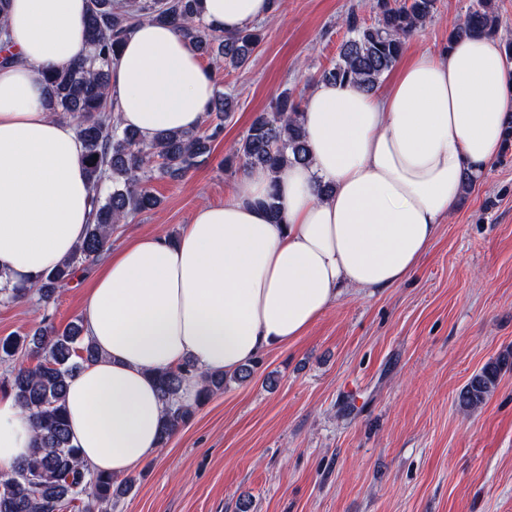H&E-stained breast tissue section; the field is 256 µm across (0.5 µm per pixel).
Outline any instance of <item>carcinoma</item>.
<instances>
[{"instance_id":"obj_1","label":"carcinoma","mask_w":512,"mask_h":512,"mask_svg":"<svg viewBox=\"0 0 512 512\" xmlns=\"http://www.w3.org/2000/svg\"><path fill=\"white\" fill-rule=\"evenodd\" d=\"M436 0H369L375 14L372 24L355 13L346 18L349 36L341 43L337 59L319 78L347 82L365 92H374L398 62L406 40L432 18ZM144 20L173 28L196 52L224 60L239 68L247 64L261 34L245 28L233 36L202 16V0H89L85 34L98 66L83 62L52 70H37L46 85L51 112L72 120L83 144V161L93 191L92 224L73 255L31 285L13 284L0 271V302L10 303L34 291L44 303L65 287L79 266L96 261L106 248L112 225L151 210L159 204L149 187L154 177L180 179L210 154L211 143L224 131V118L234 110L235 98L216 94L204 112L203 130L161 134L150 142L123 128L114 115L109 95L112 63L124 42ZM501 17L496 0H474L463 21L448 34V41L467 36H497ZM301 102L283 90L271 111L253 120L235 149L242 166L277 172L290 162L307 163L310 153L301 123ZM218 122H213V119ZM27 353L39 357L33 367L20 366L0 382V391L11 392L30 413L35 428L28 457L0 473V512H66L90 493L86 512H102L115 506L134 487L131 477L119 479L95 473L84 463L80 449L71 441L65 408L68 382L98 358V351L84 336L82 323L63 329L49 319L23 335L0 338V360H13ZM508 358L485 364L473 374L459 395V407H480L495 390ZM196 366L186 361L157 377L165 403L160 444L194 414V410L224 391L232 381L250 377L252 367L231 376L208 374L193 402L180 400L184 379L195 375Z\"/></svg>"}]
</instances>
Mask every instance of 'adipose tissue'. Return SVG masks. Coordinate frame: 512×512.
<instances>
[{
  "mask_svg": "<svg viewBox=\"0 0 512 512\" xmlns=\"http://www.w3.org/2000/svg\"><path fill=\"white\" fill-rule=\"evenodd\" d=\"M88 0H11L18 64L0 67V270L30 284L68 258L91 222L92 191L74 124L53 116L38 69L87 59ZM273 0H203L231 35L269 19ZM122 127L146 141L197 128L214 93L210 71L170 27L141 23L112 67ZM512 120V64L479 36L411 53L388 86L365 92L317 81L303 100L306 164L245 174L206 203L177 238L152 232L107 252L83 302L98 359L71 379L73 444L94 471L124 476L160 449L164 405L155 376L192 361L236 373L261 351L295 341L345 288L407 279L465 185L501 152ZM276 196L273 223L264 206ZM34 428L0 394V466L23 461Z\"/></svg>",
  "mask_w": 512,
  "mask_h": 512,
  "instance_id": "ef3b65f1",
  "label": "adipose tissue"
}]
</instances>
